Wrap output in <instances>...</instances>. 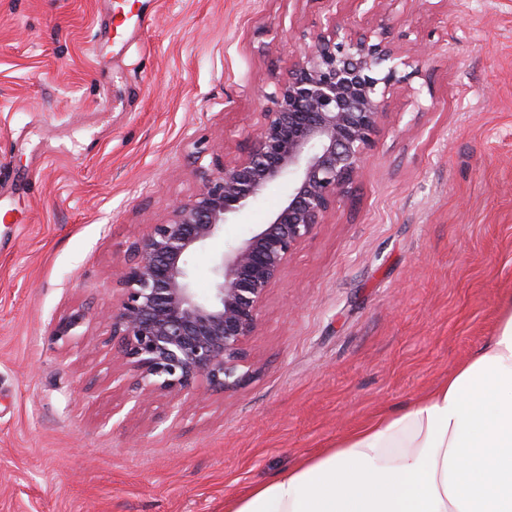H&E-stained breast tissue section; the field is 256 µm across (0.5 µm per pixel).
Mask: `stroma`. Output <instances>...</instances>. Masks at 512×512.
I'll return each mask as SVG.
<instances>
[{
  "mask_svg": "<svg viewBox=\"0 0 512 512\" xmlns=\"http://www.w3.org/2000/svg\"><path fill=\"white\" fill-rule=\"evenodd\" d=\"M136 7L117 37L109 0H0V512H224L440 384L512 294V0ZM330 10L422 75L269 289L241 382L174 410L109 334L125 250L238 155Z\"/></svg>",
  "mask_w": 512,
  "mask_h": 512,
  "instance_id": "35a3bbf8",
  "label": "stroma"
}]
</instances>
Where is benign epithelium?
Wrapping results in <instances>:
<instances>
[{"label": "benign epithelium", "instance_id": "1", "mask_svg": "<svg viewBox=\"0 0 512 512\" xmlns=\"http://www.w3.org/2000/svg\"><path fill=\"white\" fill-rule=\"evenodd\" d=\"M296 39L302 57L264 94L238 157L198 168L196 192L126 249L110 336L138 387L193 399L240 383L267 291L360 176L387 90L419 74L384 33L354 32L334 15ZM274 183L287 185L279 207L210 255L212 288L199 293L193 258Z\"/></svg>", "mask_w": 512, "mask_h": 512}]
</instances>
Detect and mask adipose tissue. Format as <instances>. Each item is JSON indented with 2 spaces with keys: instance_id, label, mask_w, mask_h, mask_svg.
I'll use <instances>...</instances> for the list:
<instances>
[{
  "instance_id": "ef3b65f1",
  "label": "adipose tissue",
  "mask_w": 512,
  "mask_h": 512,
  "mask_svg": "<svg viewBox=\"0 0 512 512\" xmlns=\"http://www.w3.org/2000/svg\"><path fill=\"white\" fill-rule=\"evenodd\" d=\"M224 512H512V296L496 334L433 391Z\"/></svg>"
}]
</instances>
